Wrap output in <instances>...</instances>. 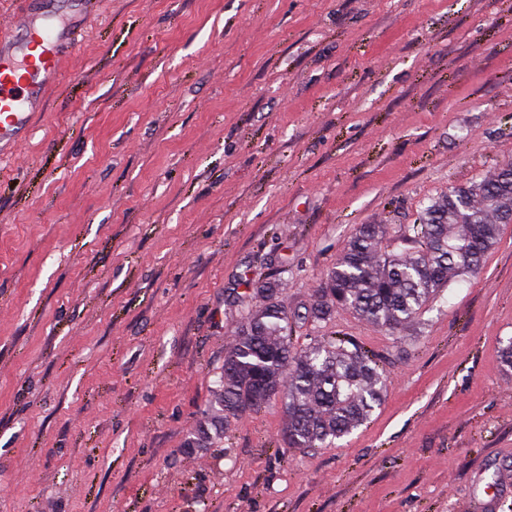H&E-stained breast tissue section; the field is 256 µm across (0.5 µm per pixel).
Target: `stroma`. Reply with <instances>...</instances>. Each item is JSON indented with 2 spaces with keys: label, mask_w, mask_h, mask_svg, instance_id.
Listing matches in <instances>:
<instances>
[{
  "label": "stroma",
  "mask_w": 512,
  "mask_h": 512,
  "mask_svg": "<svg viewBox=\"0 0 512 512\" xmlns=\"http://www.w3.org/2000/svg\"><path fill=\"white\" fill-rule=\"evenodd\" d=\"M72 17L0 160V512H480L512 480V224L392 336L370 418L291 448L280 403L207 418L246 278L311 305L362 224L397 230L512 158V0H0Z\"/></svg>",
  "instance_id": "stroma-1"
}]
</instances>
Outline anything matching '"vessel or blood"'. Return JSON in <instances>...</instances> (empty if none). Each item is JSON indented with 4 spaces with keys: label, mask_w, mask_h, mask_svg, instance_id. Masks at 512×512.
Instances as JSON below:
<instances>
[{
    "label": "vessel or blood",
    "mask_w": 512,
    "mask_h": 512,
    "mask_svg": "<svg viewBox=\"0 0 512 512\" xmlns=\"http://www.w3.org/2000/svg\"><path fill=\"white\" fill-rule=\"evenodd\" d=\"M62 36L54 27L28 28V52L19 64L11 50H0V149L16 146L30 123L33 103L58 80L62 61L56 45Z\"/></svg>",
    "instance_id": "1"
}]
</instances>
